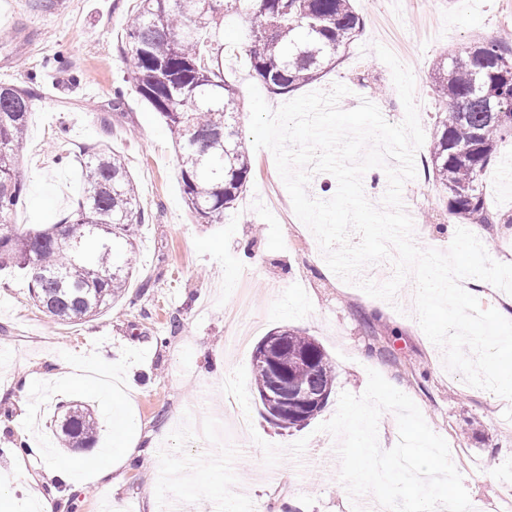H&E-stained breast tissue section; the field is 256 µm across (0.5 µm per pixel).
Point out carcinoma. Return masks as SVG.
Here are the masks:
<instances>
[{"label":"carcinoma","mask_w":512,"mask_h":512,"mask_svg":"<svg viewBox=\"0 0 512 512\" xmlns=\"http://www.w3.org/2000/svg\"><path fill=\"white\" fill-rule=\"evenodd\" d=\"M240 2L138 0L125 25L129 80L173 135L185 201L201 224L224 223L252 171L236 127V89L224 75V48L213 40L224 15ZM362 26L351 0H261L250 12L247 64L272 93L288 94L334 68ZM432 75L448 109L436 118L430 164L449 218L511 224L512 215L485 207L482 175L499 144L512 138V43L477 37L438 59ZM31 98L25 87L0 84V218L15 211L25 193L17 156ZM80 165L82 196L67 220L24 232L0 230V267L22 271L32 299L57 322L92 319L123 297L137 270L132 235L144 223L124 155L99 144ZM274 355L287 377L254 364L253 391L284 381L332 393L335 366L313 338L290 330ZM263 409L283 427H297L293 412L271 404ZM98 428L91 410L73 404L57 416L55 437L66 448H91Z\"/></svg>","instance_id":"cac0c4a2"}]
</instances>
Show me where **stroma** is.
<instances>
[{
  "mask_svg": "<svg viewBox=\"0 0 512 512\" xmlns=\"http://www.w3.org/2000/svg\"><path fill=\"white\" fill-rule=\"evenodd\" d=\"M362 32L334 70L314 88L341 83L363 89L390 123L404 107L375 45L389 48L413 73L415 102L426 137L445 111L430 78L432 64L477 36L512 33V0H355ZM136 0H0V83L32 88L26 147L20 153L24 203L21 229L54 224L76 207L78 159L106 142L122 152L140 191L145 222L135 232L137 272L124 297L95 320L55 324L29 295L26 278L0 270V497L25 495L29 475L74 459L86 465L111 447V415L83 385L58 388L54 360L76 373L105 358V371L124 378L137 465L117 485L86 474L64 496L62 512H159L166 488L179 512H353L340 482L338 438L320 431L342 392L362 394L368 370L409 396L429 427L458 451L453 463L471 501L483 512H512V400L468 385L447 370L444 351L421 329L404 283L394 301L367 295L328 267L311 230L296 215L268 149L251 150L252 172L223 223L200 224L186 205L173 138L160 116L125 86L124 27ZM249 17H226L219 31L224 71L237 89L238 127L250 133L249 85L271 109L286 103L246 66ZM430 147L415 154L417 176L402 198L410 204L414 243L437 248L448 236L441 188L428 178ZM488 207L512 214V141L504 142L483 181ZM179 330H172V322ZM314 337L336 367L321 413L299 428L267 420L251 382V357L274 329ZM236 382L239 407H225V385ZM78 402L99 418L94 447L70 453L50 443L59 405ZM251 422L240 438L234 413ZM223 424L224 435L199 452L187 447L197 414ZM48 443L45 461L26 458L17 442Z\"/></svg>",
  "mask_w": 512,
  "mask_h": 512,
  "instance_id": "obj_1",
  "label": "stroma"
}]
</instances>
